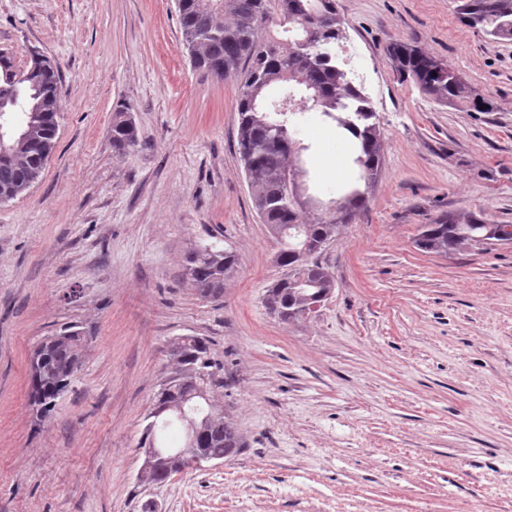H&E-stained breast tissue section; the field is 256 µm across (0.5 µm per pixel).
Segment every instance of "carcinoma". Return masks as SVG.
I'll list each match as a JSON object with an SVG mask.
<instances>
[{"label":"carcinoma","mask_w":512,"mask_h":512,"mask_svg":"<svg viewBox=\"0 0 512 512\" xmlns=\"http://www.w3.org/2000/svg\"><path fill=\"white\" fill-rule=\"evenodd\" d=\"M183 43L195 67L223 76L242 74L236 112L239 115L237 151L243 163L252 203L276 238V263L284 270L265 294L268 311L283 322L311 313L310 306L328 299L333 277L320 254L341 234L355 214L366 206L381 171L382 139L376 112L368 96L336 57V43L344 38L336 0H277L279 19L296 25L307 42L284 46L259 36L269 19L268 0H178ZM461 20L495 38L512 39V0H464ZM391 67L403 80H412L439 103L464 100L477 112H489L491 103L469 87L445 61L418 47L396 41L387 47ZM38 92L36 111L28 115L24 138L14 142L8 159L0 160V196L14 199L42 176L55 146L58 126L60 76L58 71L18 70L11 58L0 55V97L13 94L12 82ZM308 112L324 117L336 129L361 169L360 181L343 186L339 206L329 214L303 212L296 197L301 185L289 184L284 173L301 169L306 147L294 137ZM137 144L129 118L112 120V150L123 153ZM486 240H512V224H488L471 215L464 222L447 217L423 224L416 239L425 252L447 255L463 246ZM239 259L229 250L205 248L186 258V274L204 298H218L224 282L237 270ZM77 324L61 327L33 351L30 364L31 403L39 416L52 412L68 391L73 369L83 362L82 337ZM170 368L159 384L147 414L140 445L158 447V430L193 422L194 445L165 450L141 468L138 480L157 486L181 472L193 457L222 458L242 447L233 416L218 404L214 390L224 386V365L206 341L184 336L170 346Z\"/></svg>","instance_id":"obj_1"}]
</instances>
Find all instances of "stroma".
I'll use <instances>...</instances> for the list:
<instances>
[{
    "instance_id": "1",
    "label": "stroma",
    "mask_w": 512,
    "mask_h": 512,
    "mask_svg": "<svg viewBox=\"0 0 512 512\" xmlns=\"http://www.w3.org/2000/svg\"><path fill=\"white\" fill-rule=\"evenodd\" d=\"M460 0H336L383 136L367 205L321 256L335 286L284 323L264 304L278 245L236 152V78L193 66L176 0H0V53L59 69L56 144L0 204V512H512V243L441 256L421 225L512 224V41L463 24ZM403 40L447 61L491 111L400 80ZM136 146L112 150V118ZM303 183L334 198L359 169L308 115ZM239 257L220 298L185 257ZM94 334L49 415L33 349L61 325ZM206 338L215 397L243 441L141 491L144 417L171 343Z\"/></svg>"
}]
</instances>
